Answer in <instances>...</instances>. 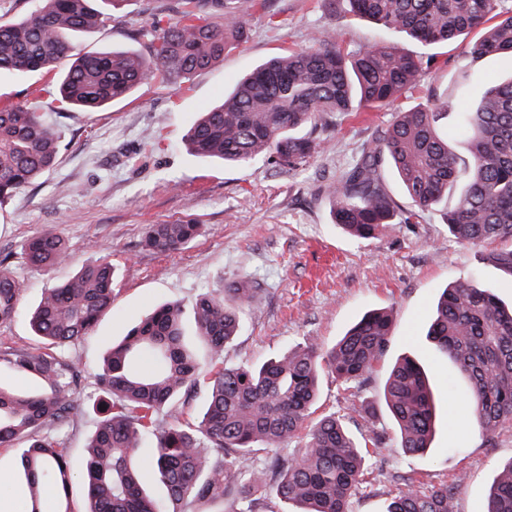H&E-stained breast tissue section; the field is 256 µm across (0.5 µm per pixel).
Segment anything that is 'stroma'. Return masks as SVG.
<instances>
[{"label":"stroma","mask_w":512,"mask_h":512,"mask_svg":"<svg viewBox=\"0 0 512 512\" xmlns=\"http://www.w3.org/2000/svg\"><path fill=\"white\" fill-rule=\"evenodd\" d=\"M177 2L127 0L104 27L78 37L74 50L146 52L143 27L155 10L175 14ZM239 10L251 31L248 41L226 51L223 63L191 76L184 91L148 80L129 97L94 112H61L45 97V114L61 136L58 162L0 205V257H8L11 271L28 284L14 321L0 325V346H37L29 318L42 293L82 265L103 256L112 261L119 276L112 309L69 348L86 371L76 416L64 435L77 466L96 426L101 395L95 374L104 354L157 305L176 302L188 312L225 282L246 279L257 285L259 294L245 311L238 336L224 350L228 365L256 363L307 341L333 345L363 313L387 309L393 315L391 341L375 370L350 389L324 374L315 409L316 415L342 418L357 439L387 438L372 449V484L353 496L350 512H384L410 478L430 486L459 476L464 482L456 491L457 512H485L490 485L512 463V427L490 438L479 432L464 380L424 333L441 288L474 281L508 303L512 278L487 261L486 248L461 243L450 233L445 212L458 191L421 210L391 167H383L387 193L414 216L411 223L358 239L333 223L318 189L336 181L373 131L390 125L397 112L423 106L433 96L447 98L456 105L448 123L456 125L458 110L475 105L490 83L512 75V57L479 59L470 77L461 78L455 61L479 38V31H472L456 43L432 47L435 60L420 87L407 91L396 107L338 119L306 165L282 171L260 159L246 167L226 166L186 151L184 135L197 113L218 104L238 77L261 62L306 48L311 32L332 35L349 53L377 36L403 52L422 51L401 29L381 31L353 15L347 0H336L332 9L317 0H265L261 7L242 0ZM151 131L157 137L148 147L144 141ZM178 219L200 224L201 235L174 252L144 247L149 225ZM47 228L65 240L68 257L53 268H37L23 258L21 246ZM407 355L425 366L439 411L433 446L417 455L397 448L382 403L390 366Z\"/></svg>","instance_id":"obj_1"}]
</instances>
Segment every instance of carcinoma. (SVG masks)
<instances>
[{
  "label": "carcinoma",
  "mask_w": 512,
  "mask_h": 512,
  "mask_svg": "<svg viewBox=\"0 0 512 512\" xmlns=\"http://www.w3.org/2000/svg\"><path fill=\"white\" fill-rule=\"evenodd\" d=\"M507 0H350L360 16L384 28H401L425 47L457 41L473 30L483 34L463 64L512 55V6ZM179 18L153 14L142 34L143 54L112 49L73 55V39L99 27L104 15L93 0H39L15 22H0V71H53L74 57L55 89L62 107L95 111L157 79L179 86L193 73L224 60L231 42L249 38L233 0H180ZM220 14V25L210 16ZM424 61L378 42L346 58L336 39L315 32L307 48L285 52L239 80L223 101L202 113L185 135L193 155L240 167L266 158L290 170L309 162L337 118L390 107L416 87ZM451 101L397 113L373 132L360 158L333 184L324 186L335 223L368 239L378 228L409 224L382 185L391 163L414 206L428 209L462 186L446 214L451 234L474 246L498 245L489 260L512 277V79L486 89L464 112L457 133L468 145L461 157L440 124ZM60 137L42 114L41 96L0 107V204L35 183L56 161ZM201 225L173 221L149 226L145 246L181 249ZM26 260L53 267L67 245L47 228L22 246ZM115 271L101 260L47 289L30 318L33 332L52 345L47 351L4 347L0 363L39 383L35 393L0 387V447L21 442L20 478L26 487L23 512H71L74 470L62 434L70 427L84 379L79 361L65 349L86 336L111 305ZM27 285L0 259V325L15 317ZM258 293L246 281L224 285L193 307L196 338L208 360L186 343L184 311L175 303L158 307L109 348L96 375L111 404L98 420L81 462L84 512H272L276 503H296L302 512H350L357 490L371 485L366 447L358 445L334 415L308 422L327 370L349 384L368 378L384 357L393 318L387 310L365 314L327 350L314 342L296 346L259 364L224 365V347L234 339L244 312ZM427 341L447 355L469 385V406L479 431L493 436L512 425V306L489 288L460 282L443 289ZM202 412L185 418L198 391ZM384 402L393 418L396 443L406 453L429 448L437 407L426 373L414 358L390 370ZM307 430L302 455L284 462L278 450ZM165 486L163 499L149 496L135 465L147 439ZM263 458L247 461L258 453ZM464 481L422 489L411 483L391 497L384 512H456L455 491ZM487 512H512V463L494 480Z\"/></svg>",
  "instance_id": "cac0c4a2"
}]
</instances>
